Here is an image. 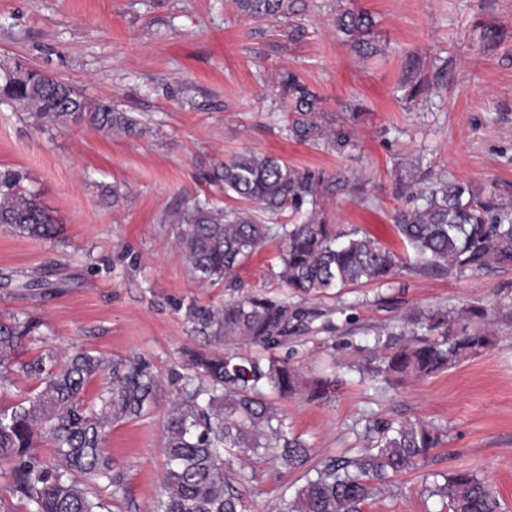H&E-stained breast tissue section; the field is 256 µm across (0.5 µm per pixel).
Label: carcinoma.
<instances>
[{
    "instance_id": "carcinoma-1",
    "label": "carcinoma",
    "mask_w": 512,
    "mask_h": 512,
    "mask_svg": "<svg viewBox=\"0 0 512 512\" xmlns=\"http://www.w3.org/2000/svg\"><path fill=\"white\" fill-rule=\"evenodd\" d=\"M250 21L277 20L292 9L290 0H234ZM361 57L379 52L371 40L375 20L366 11L345 10L333 20ZM402 86L405 97L422 99L428 85L409 64ZM279 94L298 113L289 125L303 143L341 148L350 132L320 119L322 98L294 73L284 74ZM15 103L42 127L70 122L107 132L141 131L137 117L105 101L91 102L67 82L19 67L0 78V99ZM210 182L250 208L221 210L198 197L186 202L176 221V245L191 272L203 281L234 279L238 269L274 234L285 241L277 277L288 296L249 294L221 305L194 299L178 305L189 332L224 350L190 352L194 371L172 403L165 429L166 467L153 512H246L237 485L256 479L234 470L232 459L272 450L271 458L299 473L302 485L283 495L276 512H364L388 480L420 468L446 436L445 428L420 419L375 421L366 426L367 445L351 457H327L309 465L311 448L288 431L285 418L268 396H303L311 402L332 399L336 381L305 378L290 363L288 344L312 332L318 316L303 307L351 285L385 284L402 270L419 274L464 275L512 267V211L490 196L458 181H439L421 192L423 203L399 209L394 220L413 251L414 262L384 248L356 228L339 230L320 217V198L345 192L349 179L339 173L295 168L267 154L246 151L216 164ZM18 169L0 170V224L22 237L52 239L57 221L37 195L27 192ZM288 211L298 224L271 225L262 216ZM486 315L481 306L460 311L417 310L392 328L374 331V343L357 366L361 378L397 384L424 379L481 355L494 345L487 330L471 328ZM34 316L0 321V388L15 374L39 381V390L12 406L0 407V470L8 469L19 499L30 512H101L102 499L89 497L86 481L111 487L112 458L104 443L106 428L139 417L161 391L156 374L143 363L107 361L85 350L62 359L52 351L23 362L20 349L35 339ZM319 333L333 338L331 348L354 346L356 329L325 322ZM284 349L282 356L276 351ZM109 374L95 410L84 402L87 383ZM49 437L54 457L43 460L37 441ZM425 492L438 497L448 512H501V503L476 473L457 470L429 480Z\"/></svg>"
}]
</instances>
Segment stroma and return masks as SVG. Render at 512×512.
<instances>
[{
  "instance_id": "35a3bbf8",
  "label": "stroma",
  "mask_w": 512,
  "mask_h": 512,
  "mask_svg": "<svg viewBox=\"0 0 512 512\" xmlns=\"http://www.w3.org/2000/svg\"><path fill=\"white\" fill-rule=\"evenodd\" d=\"M306 37L288 43L287 19L253 22L232 0H0V65H22L72 84L92 101L133 113L139 134L85 125L38 127L0 101V168L24 170L26 186L58 222L55 240L22 237L0 224V319L32 314L39 338L20 358L78 347L105 358L147 364L162 391L140 419L112 425L106 448L116 492L89 484L108 512H151L165 468L167 411L188 374L187 350H206L188 331L177 303L216 305L224 284L198 280L175 244L172 216L187 199L208 198L231 209L238 200L206 175L218 161L253 150L297 168L346 174L358 191L321 201L328 223L357 226L383 246L411 257L393 221L395 210L420 204L436 180L461 181L494 192L512 211V0H297ZM362 9L375 26L380 53L356 55L337 38L336 13ZM415 59L431 88L407 101L401 81ZM323 100L325 116L344 121L352 143L339 150L290 137L288 106L272 94L286 72ZM359 106L345 120L343 105ZM284 248L268 239L240 269L241 294L278 293ZM41 276L39 296L24 280ZM337 326L385 328L418 309L469 305L487 315L496 344L427 379L393 386L360 379L364 355L329 356L296 339L291 362L303 375L336 361L339 385L331 402L279 400L292 433L313 460L362 447L367 419H423L447 436L424 472L468 468L512 512V268L480 275L402 272L387 284L366 283L340 297L311 300ZM246 512H273L297 473L253 457ZM422 472L392 477L365 512H441Z\"/></svg>"
}]
</instances>
